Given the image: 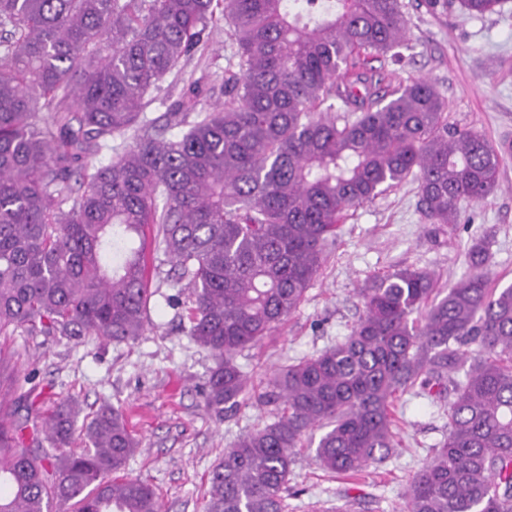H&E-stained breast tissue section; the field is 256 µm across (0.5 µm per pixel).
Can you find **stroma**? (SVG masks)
<instances>
[{"label": "stroma", "instance_id": "obj_1", "mask_svg": "<svg viewBox=\"0 0 512 512\" xmlns=\"http://www.w3.org/2000/svg\"><path fill=\"white\" fill-rule=\"evenodd\" d=\"M403 2L408 38L402 56L374 61V68L394 86L428 80L447 102L449 124L480 133L497 147L512 142V0L483 16L457 2L436 13L424 0ZM235 52L223 27H216L205 50L153 93L147 118L171 111L183 88L199 78L209 86L200 106L213 111L224 101V72L234 68ZM417 201V184L410 180L348 211L298 311L260 346L238 356L250 375L251 394L238 410L220 417L207 412L204 389L214 361L184 331L189 289L167 285L152 299L146 334L134 343L33 336L21 329L0 336V361L21 380L0 388V407L15 410L21 421L27 396L43 413L63 397L86 415L110 403L126 413L140 441L129 475L157 489L163 512H204L208 476L225 448L273 419L256 401L268 375L346 336L358 317L357 291L367 279L423 268L435 272L444 293L470 273V250L482 243L496 285H512V152L501 158L496 190L483 202L463 204L459 223H423ZM397 415L399 455L371 465L360 481L322 471L313 450L301 449L288 512H336L353 499L363 500L364 512H402L404 491L441 440L448 418L426 398L410 400Z\"/></svg>", "mask_w": 512, "mask_h": 512}]
</instances>
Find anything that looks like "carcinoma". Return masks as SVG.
Here are the masks:
<instances>
[{
    "instance_id": "1",
    "label": "carcinoma",
    "mask_w": 512,
    "mask_h": 512,
    "mask_svg": "<svg viewBox=\"0 0 512 512\" xmlns=\"http://www.w3.org/2000/svg\"><path fill=\"white\" fill-rule=\"evenodd\" d=\"M221 17L237 56L224 105L198 109L195 84L147 118ZM404 41L401 0H0V335L138 341L161 253L193 295L187 335L215 360L206 409L240 407L237 356L299 309L349 209L412 178L423 223L457 224L499 184V150L448 126L431 83L390 91L367 67ZM117 138L110 164L85 167ZM470 259L441 298L412 267L360 289L347 336L269 378L258 401L275 420L224 449L205 512H288L315 430L319 468L360 475L398 446L395 402L434 389L448 432L404 512H512V286L493 285L484 245ZM80 413L62 399L33 423L49 449L0 414V512H161L126 475L138 441L123 412L104 405L78 430Z\"/></svg>"
}]
</instances>
